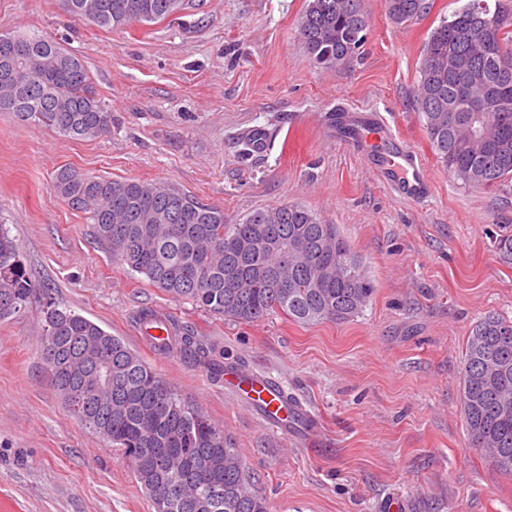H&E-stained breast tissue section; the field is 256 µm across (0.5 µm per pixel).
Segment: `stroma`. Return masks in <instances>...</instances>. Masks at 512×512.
I'll use <instances>...</instances> for the list:
<instances>
[{"label":"stroma","instance_id":"35a3bbf8","mask_svg":"<svg viewBox=\"0 0 512 512\" xmlns=\"http://www.w3.org/2000/svg\"><path fill=\"white\" fill-rule=\"evenodd\" d=\"M467 0H426L399 24L363 0L358 54L325 68L297 38L305 0H189L178 16L101 29L60 0H0V36L49 35L80 58L112 111L109 133L71 139L0 112V224L56 300L120 337L238 448L270 512H512V474L469 445L460 409L467 338L481 316L512 318V187L466 186L438 162L413 107L421 50ZM383 115L432 188L393 192L324 117L336 101ZM273 134L241 154V133ZM69 166L89 177L173 184L241 223L298 204L336 225L375 292L349 321L252 323L214 316L123 269L85 213L54 192ZM150 308L193 330L242 372L277 380L309 410L313 436L270 431L223 378L139 334ZM41 303L0 321V512H154L121 450L68 411L43 363Z\"/></svg>","mask_w":512,"mask_h":512}]
</instances>
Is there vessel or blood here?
I'll list each match as a JSON object with an SVG mask.
<instances>
[{
    "label": "vessel or blood",
    "mask_w": 512,
    "mask_h": 512,
    "mask_svg": "<svg viewBox=\"0 0 512 512\" xmlns=\"http://www.w3.org/2000/svg\"><path fill=\"white\" fill-rule=\"evenodd\" d=\"M336 124L345 142L358 146L370 166L402 196L422 198L430 190L426 170L405 140L394 133L388 123L374 112L336 106ZM224 380L231 391L247 405L260 411L271 431H279L285 414L287 397L271 378L261 374L243 380L227 373Z\"/></svg>",
    "instance_id": "1"
}]
</instances>
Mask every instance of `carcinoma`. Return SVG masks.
<instances>
[{
    "label": "carcinoma",
    "mask_w": 512,
    "mask_h": 512,
    "mask_svg": "<svg viewBox=\"0 0 512 512\" xmlns=\"http://www.w3.org/2000/svg\"><path fill=\"white\" fill-rule=\"evenodd\" d=\"M357 0H306L299 35L310 59L325 67L355 55L364 42ZM65 11L103 29L155 22L178 14L184 0H61ZM390 16L407 22L427 9L425 0H387ZM495 24L465 4L432 30L422 49L415 106L442 166L464 184L498 189L512 180V111L471 135L457 85L471 74L487 92L512 107V76L502 78L491 57L512 44V0H495ZM481 35L489 53L474 58L468 42L452 33ZM22 57L0 51V112L37 122L74 139L110 131L112 112L97 96L82 60L47 36L17 35ZM53 189L69 206L88 214L96 242L112 260L145 276L171 296L215 316L251 323L281 313L301 323H343L374 292L349 243L302 206L256 210L240 224L224 211L167 184L86 177L71 167L54 175ZM496 253L512 265V234L495 240ZM288 277V287L274 281ZM246 284L227 288L228 279ZM41 297L40 349L52 381L74 416L104 441L133 458L134 474L152 496L170 480L184 494L155 512H268L254 477L224 429L173 389L120 338L61 305L21 259L0 227V320ZM144 335L160 355L178 342L187 356L210 358L190 331L145 308ZM461 410L471 445L486 450L500 471L512 473V320L496 313L472 327L462 365Z\"/></svg>",
    "instance_id": "cac0c4a2"
}]
</instances>
